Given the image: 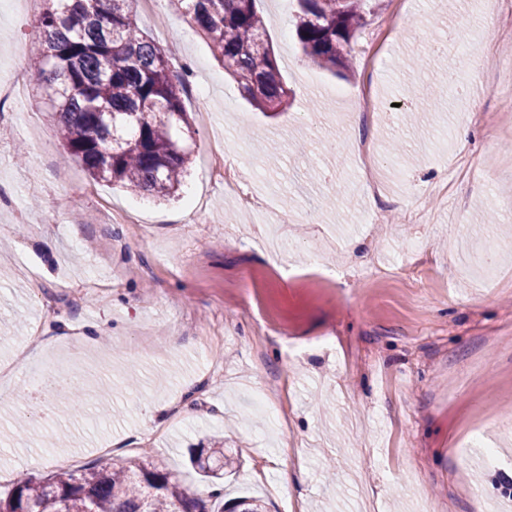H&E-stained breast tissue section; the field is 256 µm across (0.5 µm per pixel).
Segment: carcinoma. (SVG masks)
<instances>
[{"label":"carcinoma","instance_id":"cac0c4a2","mask_svg":"<svg viewBox=\"0 0 512 512\" xmlns=\"http://www.w3.org/2000/svg\"><path fill=\"white\" fill-rule=\"evenodd\" d=\"M43 49L32 73L61 128L68 154L96 181L169 201L183 186L195 130L183 106L184 80L138 26L135 0H44ZM188 17L226 73L263 112H280L290 89L279 72L256 0H170ZM304 56L325 69L378 7L373 0H296ZM239 455L221 447L191 457L212 483L199 497L146 452L118 467L25 475L0 497V512H265L258 499L224 500L221 480Z\"/></svg>","mask_w":512,"mask_h":512}]
</instances>
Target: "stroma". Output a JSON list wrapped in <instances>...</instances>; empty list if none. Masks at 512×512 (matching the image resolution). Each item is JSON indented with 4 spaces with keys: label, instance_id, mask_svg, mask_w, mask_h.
I'll return each instance as SVG.
<instances>
[{
    "label": "stroma",
    "instance_id": "stroma-1",
    "mask_svg": "<svg viewBox=\"0 0 512 512\" xmlns=\"http://www.w3.org/2000/svg\"><path fill=\"white\" fill-rule=\"evenodd\" d=\"M45 7L0 0V85L29 80L0 112V494L146 448L204 497L189 450L220 439L242 457L225 499L267 512H363L367 496L380 512H512V149L491 124L512 35L483 29L475 100L449 107L443 77L467 71L482 0H384L342 76L303 59L291 0H258L293 91L277 114L245 99L169 0L139 7L197 89L183 98L189 175L161 202L67 159L29 79ZM361 140L367 170L338 148ZM217 144L257 207L210 179ZM129 207L138 223L108 219ZM493 244L489 286L475 261ZM33 364L78 400L34 391ZM274 383L276 417L251 398ZM153 403L173 407L163 424Z\"/></svg>",
    "mask_w": 512,
    "mask_h": 512
}]
</instances>
